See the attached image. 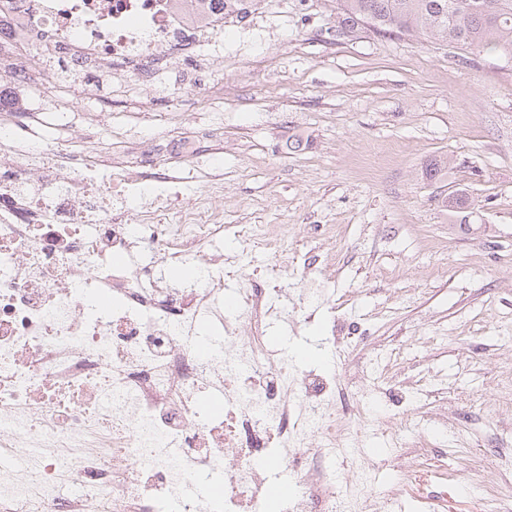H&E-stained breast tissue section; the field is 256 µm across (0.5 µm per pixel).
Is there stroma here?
<instances>
[{"label": "stroma", "mask_w": 512, "mask_h": 512, "mask_svg": "<svg viewBox=\"0 0 512 512\" xmlns=\"http://www.w3.org/2000/svg\"><path fill=\"white\" fill-rule=\"evenodd\" d=\"M244 3L223 98L158 96L141 135L162 167L181 131L223 138L225 223L288 225L282 261L316 260L330 303L268 340L300 375L342 363L337 398L396 412L337 456L340 484L396 487L384 512H489L482 466L512 448V66L337 33V0ZM435 158L447 168L430 180ZM452 192L467 212L444 207Z\"/></svg>", "instance_id": "1"}]
</instances>
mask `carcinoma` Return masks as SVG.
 Instances as JSON below:
<instances>
[{"label":"carcinoma","mask_w":512,"mask_h":512,"mask_svg":"<svg viewBox=\"0 0 512 512\" xmlns=\"http://www.w3.org/2000/svg\"><path fill=\"white\" fill-rule=\"evenodd\" d=\"M343 33L363 22L383 33H418L489 50L512 64V0H338Z\"/></svg>","instance_id":"carcinoma-1"}]
</instances>
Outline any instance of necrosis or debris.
<instances>
[{"mask_svg":"<svg viewBox=\"0 0 512 512\" xmlns=\"http://www.w3.org/2000/svg\"><path fill=\"white\" fill-rule=\"evenodd\" d=\"M0 18L14 85L40 82L60 56L73 67L72 96L42 85L25 117L0 112V512H381L377 495L338 489L327 463L370 407L337 418L336 371L296 378L266 338L288 316L287 275L300 309L323 298L310 262L277 261L287 225L243 226L225 247L223 183L181 204L179 171L147 173L131 132L112 152L94 114L55 125L64 150L45 143L44 114L93 100L101 82L135 86L146 118L183 52L205 62L225 25L246 24L238 0L203 22L185 0H0ZM246 248L272 261L227 289ZM183 264L200 278L168 281L164 268ZM205 323L221 330L220 355L202 350ZM213 397L222 411L205 410ZM228 454L221 498L202 497ZM273 466L294 473L292 492L274 494Z\"/></svg>","mask_w":512,"mask_h":512,"instance_id":"4bbe7bcc","label":"necrosis or debris"}]
</instances>
